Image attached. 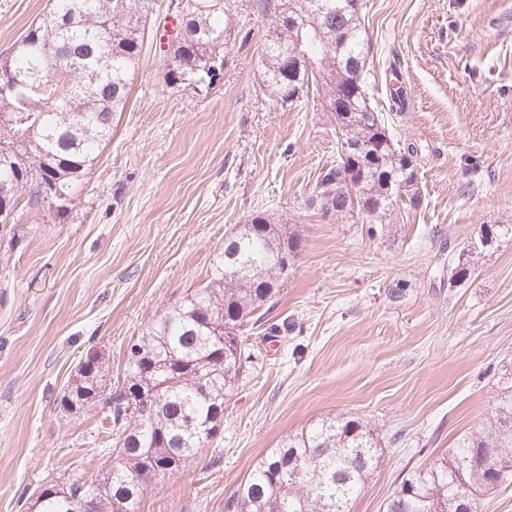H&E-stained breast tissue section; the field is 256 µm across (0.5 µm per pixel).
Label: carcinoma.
<instances>
[{
    "instance_id": "cac0c4a2",
    "label": "carcinoma",
    "mask_w": 512,
    "mask_h": 512,
    "mask_svg": "<svg viewBox=\"0 0 512 512\" xmlns=\"http://www.w3.org/2000/svg\"><path fill=\"white\" fill-rule=\"evenodd\" d=\"M183 39L167 41L164 83L194 91L214 84L212 71L224 65L230 41L242 30L231 0H188ZM155 0H48L0 58V186L11 190L8 209L43 203L65 206L76 185L112 139L116 113L127 106L139 67ZM272 17L261 54L263 87L283 107L296 104V91L327 99L328 88L308 75L307 65L328 72L329 84L358 76L344 110L323 108L330 124L352 140L372 144L371 161L354 172L357 199L372 206L367 234L390 221L388 184H410L403 153L421 154L417 140L401 133L371 103L367 86L360 12L336 0H258ZM339 37V56L324 39ZM303 56L296 61L293 52ZM109 56L97 76L87 66ZM403 87L390 94L388 112L403 115ZM509 236L511 224H482L478 238ZM299 230L260 213L224 241L206 285L150 322L129 340V357L117 377L96 358L85 383L64 389L59 408L72 415L100 407L116 431L111 463L92 485L65 474L41 487L28 509L35 512H134L156 472L177 475L214 443L202 425L220 427L224 406L252 354L246 333L267 322L280 302L273 288L275 260L293 264L301 246ZM231 325L234 335L224 334ZM147 414H138L140 409ZM495 432L464 435L448 456L403 475L385 512H451L448 499L468 501L478 489H494L491 469L506 472L512 485V395L498 402ZM374 429L351 418L325 417L286 436L262 457L224 499V512H334L336 492L352 499L377 471L381 454ZM297 472L289 482L288 471Z\"/></svg>"
}]
</instances>
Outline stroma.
<instances>
[{
  "label": "stroma",
  "instance_id": "1",
  "mask_svg": "<svg viewBox=\"0 0 512 512\" xmlns=\"http://www.w3.org/2000/svg\"><path fill=\"white\" fill-rule=\"evenodd\" d=\"M235 0L251 34L231 42L208 90L164 87L144 52L130 101L67 209L43 204L0 225V512L46 477L101 471V415H65L87 356L123 365L132 336L207 283L237 225L262 211L303 241L253 363L224 411L219 461L202 454L156 479L135 512H224V500L286 435L355 416L382 462L350 512H384L404 470L490 430L512 394V240L470 252L483 224H512V0H361L369 92L400 78L403 125L428 144L420 212L368 235L307 201L336 158L319 100L284 108L261 89L269 22ZM47 0H0V52ZM469 272L448 285L449 254Z\"/></svg>",
  "mask_w": 512,
  "mask_h": 512
}]
</instances>
